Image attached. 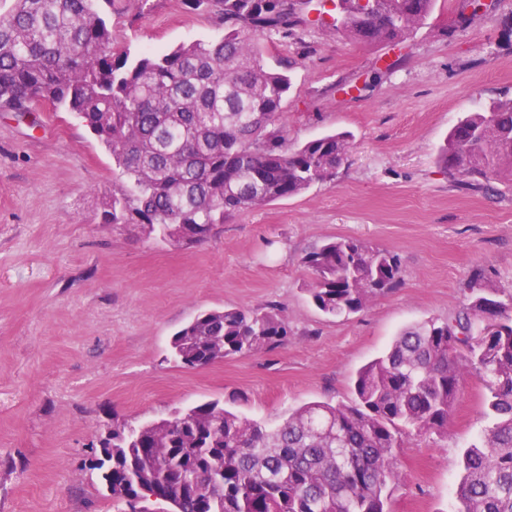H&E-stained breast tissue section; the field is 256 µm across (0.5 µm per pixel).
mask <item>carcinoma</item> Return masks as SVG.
<instances>
[{"label": "carcinoma", "mask_w": 512, "mask_h": 512, "mask_svg": "<svg viewBox=\"0 0 512 512\" xmlns=\"http://www.w3.org/2000/svg\"><path fill=\"white\" fill-rule=\"evenodd\" d=\"M0 13V109L31 112L41 99L82 119L119 169L103 197L106 223L140 227L190 245L224 217L299 195L331 180L350 149L344 133L288 145L287 72L262 39L304 20L296 0H188L224 16V37L131 56L112 47L97 0H11ZM336 31L396 46L437 0H331ZM439 163L466 189L512 178V97L467 113L448 131ZM325 315L359 312L400 279L397 256L346 237L303 260ZM446 322L403 330L360 369L349 404L309 403L269 428L207 401L100 440L94 468L112 500L147 495L174 512H387L400 477L399 435L440 430L465 371L487 377L493 423L463 454L455 512H512V307L482 294ZM288 340L275 312L199 314L171 339L181 364L204 367Z\"/></svg>", "instance_id": "carcinoma-1"}]
</instances>
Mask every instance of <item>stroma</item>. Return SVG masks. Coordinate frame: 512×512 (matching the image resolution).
I'll use <instances>...</instances> for the list:
<instances>
[{
    "label": "stroma",
    "instance_id": "obj_1",
    "mask_svg": "<svg viewBox=\"0 0 512 512\" xmlns=\"http://www.w3.org/2000/svg\"><path fill=\"white\" fill-rule=\"evenodd\" d=\"M438 0L402 50L361 46L309 0L295 36L266 44L290 62L289 141L352 137L333 180L226 217L190 248L106 223L112 157L82 120L37 106L0 112V512H126L90 462L108 428L217 400L274 425L311 402L348 404L356 372L404 328L454 318L482 274L512 299V181L496 196L461 188L437 165L465 113L512 96V0ZM112 44L131 53L217 39V11L185 0H105ZM351 237L390 251L400 281L362 311L330 318L303 264ZM276 305L285 344L203 368L170 340L200 313ZM487 388L466 372L443 431L406 437L389 512H454L462 453L491 426Z\"/></svg>",
    "mask_w": 512,
    "mask_h": 512
}]
</instances>
